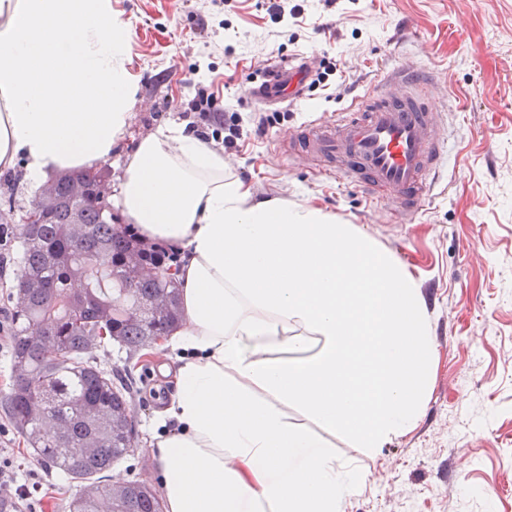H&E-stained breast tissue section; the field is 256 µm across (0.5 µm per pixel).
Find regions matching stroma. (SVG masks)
Returning <instances> with one entry per match:
<instances>
[{
    "label": "stroma",
    "mask_w": 512,
    "mask_h": 512,
    "mask_svg": "<svg viewBox=\"0 0 512 512\" xmlns=\"http://www.w3.org/2000/svg\"><path fill=\"white\" fill-rule=\"evenodd\" d=\"M299 19L277 23L267 0H112L126 25L129 70L138 86L126 133L105 160L118 186L126 153L166 123L188 125L184 107L199 85L213 84L220 104L243 120L261 113L247 97L269 63L303 56L328 68L326 87L280 106L265 136L224 153V176L255 202L302 206L332 215L370 236L414 279L431 341L425 405L414 425L383 447L367 449L336 433V456L359 481L342 512H512V0H291ZM412 61L436 87L449 138L446 191L432 195L413 223L395 224L390 205L349 181L319 177L289 158V134L338 115ZM0 186L11 233L0 303L14 299L16 229L34 196L22 166ZM160 348L127 356L98 352L104 369L132 378L137 442L113 470L155 484L151 443L155 412L173 387H159ZM15 472L36 512H63L73 488L40 465L9 416ZM466 460L459 472L455 461Z\"/></svg>",
    "instance_id": "35a3bbf8"
}]
</instances>
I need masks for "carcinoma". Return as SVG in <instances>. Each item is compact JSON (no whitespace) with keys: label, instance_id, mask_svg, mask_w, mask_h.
<instances>
[{"label":"carcinoma","instance_id":"obj_1","mask_svg":"<svg viewBox=\"0 0 512 512\" xmlns=\"http://www.w3.org/2000/svg\"><path fill=\"white\" fill-rule=\"evenodd\" d=\"M102 171L35 192L19 242L10 391L3 407L37 461L76 487L68 512H163L145 481L112 479L134 450L129 388L97 365L115 341L135 354L183 320L177 282L142 259L91 188Z\"/></svg>","mask_w":512,"mask_h":512}]
</instances>
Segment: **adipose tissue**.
Listing matches in <instances>:
<instances>
[{
	"label": "adipose tissue",
	"instance_id": "ef3b65f1",
	"mask_svg": "<svg viewBox=\"0 0 512 512\" xmlns=\"http://www.w3.org/2000/svg\"><path fill=\"white\" fill-rule=\"evenodd\" d=\"M127 60L112 0H0V166L23 158L37 184L108 159L137 92ZM113 204L183 255L152 449L166 512H340L358 475L330 436L382 447L424 404L411 276L326 212L251 202L176 124L126 155Z\"/></svg>",
	"mask_w": 512,
	"mask_h": 512
}]
</instances>
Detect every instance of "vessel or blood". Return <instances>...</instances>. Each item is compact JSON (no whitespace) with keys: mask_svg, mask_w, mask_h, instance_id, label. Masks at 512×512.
<instances>
[{"mask_svg":"<svg viewBox=\"0 0 512 512\" xmlns=\"http://www.w3.org/2000/svg\"><path fill=\"white\" fill-rule=\"evenodd\" d=\"M307 66L306 59L297 58L270 67L250 87V99L266 106L300 99ZM434 99L432 83L418 69L402 68L365 105L343 113L330 132L293 136L294 153L317 158L323 175L360 183L371 196L396 202L398 223H409L426 201L431 177L444 164Z\"/></svg>","mask_w":512,"mask_h":512,"instance_id":"1","label":"vessel or blood"}]
</instances>
